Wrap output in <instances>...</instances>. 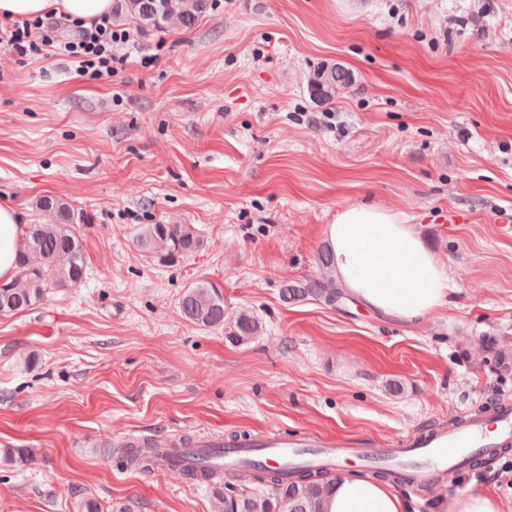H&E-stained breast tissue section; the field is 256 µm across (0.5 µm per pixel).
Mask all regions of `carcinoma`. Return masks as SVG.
Masks as SVG:
<instances>
[{
	"mask_svg": "<svg viewBox=\"0 0 512 512\" xmlns=\"http://www.w3.org/2000/svg\"><path fill=\"white\" fill-rule=\"evenodd\" d=\"M206 0H114L112 16L125 18L142 29L162 31L178 19L183 26L195 25ZM353 83L344 66L326 64L313 72L308 81L310 96L318 102H331L336 92ZM38 210L48 214L47 223L29 225L28 236L19 250L16 275L0 284V315L17 314L41 301L56 288L74 287L85 274L80 229L81 218L63 200L43 196ZM138 245L157 255L164 263L197 252L203 245L198 231L190 224H150L137 238ZM284 299L304 296L323 298L331 303L340 296L335 283L314 279L298 288H285ZM184 318L202 329L224 328L233 343H247L263 332L262 319L249 311L230 312L224 307L221 289L208 282L187 288L179 299ZM187 479L217 489L219 512H325L324 497L329 484L320 469L297 465L290 470L259 464L251 471L259 488L250 490L215 481L220 469L199 460L181 469Z\"/></svg>",
	"mask_w": 512,
	"mask_h": 512,
	"instance_id": "cac0c4a2",
	"label": "carcinoma"
}]
</instances>
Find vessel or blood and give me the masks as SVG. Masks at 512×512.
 <instances>
[{
	"label": "vessel or blood",
	"mask_w": 512,
	"mask_h": 512,
	"mask_svg": "<svg viewBox=\"0 0 512 512\" xmlns=\"http://www.w3.org/2000/svg\"><path fill=\"white\" fill-rule=\"evenodd\" d=\"M511 444L512 402L506 400L491 414L469 418L447 429L407 434L392 448L377 449L369 443L349 446L307 433L290 437L269 431L251 439L246 449L229 446L222 434H213L196 441L191 453L222 462L225 474L230 477L241 476L251 461L281 466L304 455L328 468L335 467L343 457L356 459L363 465L378 457H409L417 462L410 484L422 491L431 485L436 470L467 467L473 457L490 458L499 448Z\"/></svg>",
	"instance_id": "vessel-or-blood-1"
}]
</instances>
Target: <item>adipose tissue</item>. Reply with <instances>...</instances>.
<instances>
[{"label": "adipose tissue", "instance_id": "obj_1", "mask_svg": "<svg viewBox=\"0 0 512 512\" xmlns=\"http://www.w3.org/2000/svg\"><path fill=\"white\" fill-rule=\"evenodd\" d=\"M113 0H0V23L63 15L91 27L111 15ZM26 227L19 210L0 203V281L16 274L15 259ZM325 235L334 254L336 277L368 309L407 321L444 309L453 288L447 264L424 243L399 212L375 205L342 208ZM325 512H408L399 492L381 481L355 476L332 478Z\"/></svg>", "mask_w": 512, "mask_h": 512}]
</instances>
